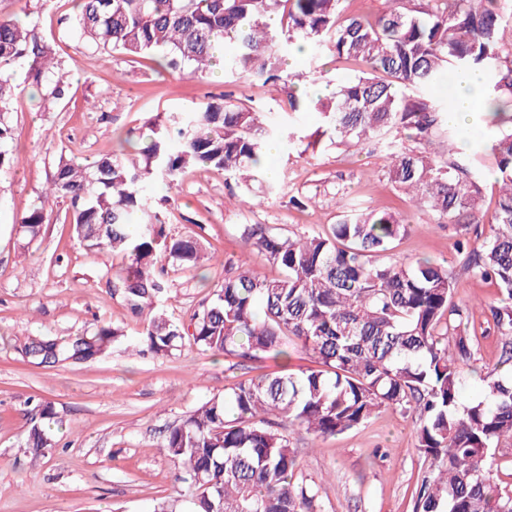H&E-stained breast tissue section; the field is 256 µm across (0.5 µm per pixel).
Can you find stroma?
<instances>
[{"mask_svg": "<svg viewBox=\"0 0 512 512\" xmlns=\"http://www.w3.org/2000/svg\"><path fill=\"white\" fill-rule=\"evenodd\" d=\"M25 16L60 47L68 92L50 111L23 92L8 114L21 162L0 171V512H153L158 502L187 491L162 449L167 428L237 381L276 371L277 364L267 358L234 367L193 347L158 358L132 353L122 342L87 364L27 362L16 351L27 337L69 336L103 320L135 339L144 319L130 312L114 279L104 274L107 266L121 265V256H94L79 245L67 222V201L54 206L35 240L19 233L16 222L47 187L59 155L88 163L111 152L116 133L141 134L145 117L185 112L225 94L257 110L284 112L289 96L304 100L322 87L335 91L362 67L307 50L288 59L295 82L276 90L259 82L239 85L217 68L189 76L102 53L71 36L70 0H0V20ZM488 135L484 127L456 142L459 159L478 162L484 173L480 205L486 217L499 193L495 161L485 149ZM266 162L284 181L283 193H267L258 183L247 192L223 171L205 167L173 189L147 186V195L165 201L169 231L196 235L211 256L199 270L169 268L173 318L186 319L208 298L210 286L240 262L258 276L279 277V269L245 249L241 225L311 235L335 223L346 202L405 218L410 230L392 258L428 257L447 267L454 299L469 313L481 364L497 363L498 332L486 309L497 288L464 270L467 253L459 248L489 238L490 223L440 224L418 211L388 183L382 154L372 143L359 150L326 137L309 148L281 143ZM38 400L53 404L64 421L54 433L55 450L45 457L23 448ZM290 440L299 471L318 490L321 512H413L412 493L426 463L416 449L411 417L385 409L336 437L317 440L297 428Z\"/></svg>", "mask_w": 512, "mask_h": 512, "instance_id": "stroma-1", "label": "stroma"}]
</instances>
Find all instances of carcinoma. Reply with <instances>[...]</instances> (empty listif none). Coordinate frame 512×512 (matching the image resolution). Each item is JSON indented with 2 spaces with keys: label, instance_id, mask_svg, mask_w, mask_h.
Here are the masks:
<instances>
[{
  "label": "carcinoma",
  "instance_id": "obj_1",
  "mask_svg": "<svg viewBox=\"0 0 512 512\" xmlns=\"http://www.w3.org/2000/svg\"><path fill=\"white\" fill-rule=\"evenodd\" d=\"M73 33L106 52L152 57L181 74L220 65L231 78L276 85L293 77L285 57L309 46L358 61L362 74L331 96L290 111L256 112L224 98L207 101L168 121L145 122L146 142L119 136L118 147L82 165L59 159L46 195L19 219L33 240L47 205L69 201L70 224L85 250L120 252L125 262L107 270L126 305L150 317L140 336L147 351L170 357L188 343L204 353L242 361L269 356L278 374L241 380L170 426L163 450L192 489V512H317L318 490L299 473L287 430L304 428L326 439L356 429L377 412L415 414V441L428 462L416 482L414 512H512V489L493 479L496 456L512 442V54L499 50L505 14L501 0H385L376 19L339 21V0H72ZM24 60L41 107L66 94L62 61L35 24L0 20V170L17 161L5 120L18 94L10 66ZM479 71L495 106L487 148L500 190L493 235L470 250L467 269L498 287L489 305L500 334L498 362L475 365L468 317L453 302L454 284L435 262L383 263L409 225L393 212L351 209L323 233L292 237L267 224H244L245 247L261 253L282 275L266 279L250 269L224 276L188 322L165 309L170 288L156 273L167 261L194 268L205 259L193 236L166 229L158 203L143 186L176 187L189 168L224 171L244 187L267 182L270 142L309 135L293 113L320 115L322 131L362 145L382 140L386 177L416 209L450 221L480 223L481 169L451 158L458 132L444 118L445 104L423 95L445 75ZM417 95H412V92ZM415 143L403 146L399 135ZM125 336L97 322L67 338L39 336L17 347L41 366L90 362ZM313 356L316 368L288 369V345ZM481 397L465 403L467 374ZM39 420L24 448L40 457L56 445L53 406L38 405Z\"/></svg>",
  "mask_w": 512,
  "mask_h": 512
}]
</instances>
